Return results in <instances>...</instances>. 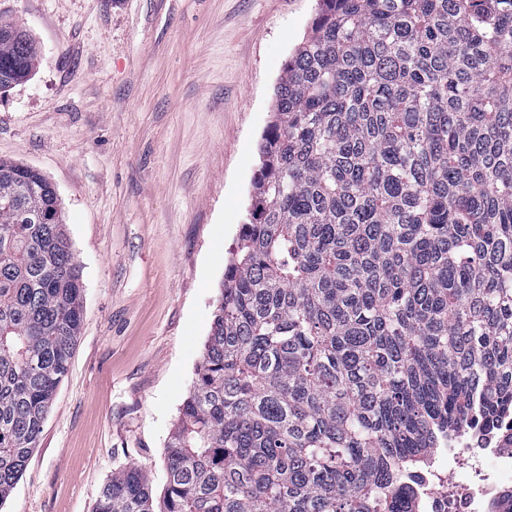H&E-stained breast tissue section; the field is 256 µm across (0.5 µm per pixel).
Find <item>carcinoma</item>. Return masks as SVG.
<instances>
[{
    "mask_svg": "<svg viewBox=\"0 0 512 512\" xmlns=\"http://www.w3.org/2000/svg\"><path fill=\"white\" fill-rule=\"evenodd\" d=\"M259 153L162 500L125 467L95 512H412L406 473L512 405V0H319ZM83 292L54 186L0 159V505Z\"/></svg>",
    "mask_w": 512,
    "mask_h": 512,
    "instance_id": "cac0c4a2",
    "label": "carcinoma"
}]
</instances>
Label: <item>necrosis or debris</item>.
<instances>
[{
	"instance_id": "obj_1",
	"label": "necrosis or debris",
	"mask_w": 512,
	"mask_h": 512,
	"mask_svg": "<svg viewBox=\"0 0 512 512\" xmlns=\"http://www.w3.org/2000/svg\"><path fill=\"white\" fill-rule=\"evenodd\" d=\"M410 483L416 512H512V413L455 435Z\"/></svg>"
}]
</instances>
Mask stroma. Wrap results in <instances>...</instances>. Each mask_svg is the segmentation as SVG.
Returning <instances> with one entry per match:
<instances>
[{
	"mask_svg": "<svg viewBox=\"0 0 512 512\" xmlns=\"http://www.w3.org/2000/svg\"><path fill=\"white\" fill-rule=\"evenodd\" d=\"M318 0H0L39 46L0 90V159L61 198L84 314L38 448L0 512L154 493L245 224L283 68Z\"/></svg>",
	"mask_w": 512,
	"mask_h": 512,
	"instance_id": "35a3bbf8",
	"label": "stroma"
}]
</instances>
